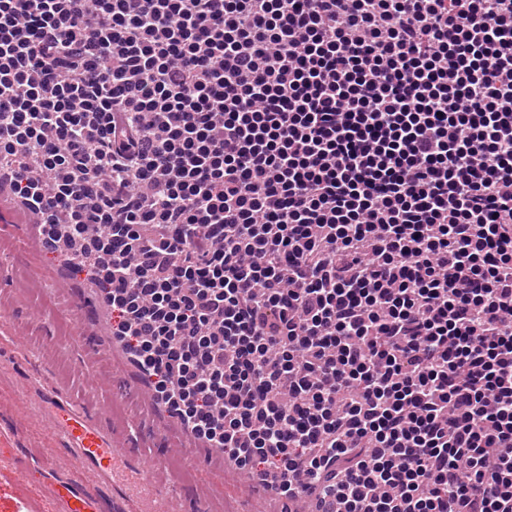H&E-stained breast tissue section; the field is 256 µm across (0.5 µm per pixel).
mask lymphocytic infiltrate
Listing matches in <instances>:
<instances>
[{
    "mask_svg": "<svg viewBox=\"0 0 512 512\" xmlns=\"http://www.w3.org/2000/svg\"><path fill=\"white\" fill-rule=\"evenodd\" d=\"M0 180L249 480L512 512V0H0Z\"/></svg>",
    "mask_w": 512,
    "mask_h": 512,
    "instance_id": "1",
    "label": "lymphocytic infiltrate"
}]
</instances>
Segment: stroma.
<instances>
[{
	"mask_svg": "<svg viewBox=\"0 0 512 512\" xmlns=\"http://www.w3.org/2000/svg\"><path fill=\"white\" fill-rule=\"evenodd\" d=\"M30 232L0 209V512H59L52 486L60 481L112 500L92 470L49 468L67 449L33 391L39 384L70 397L135 455L159 461V491L143 512H279L274 497L227 478L223 457L198 447L182 458L184 434L144 400L145 379L127 369L108 317L91 305L98 288L64 256L32 248Z\"/></svg>",
	"mask_w": 512,
	"mask_h": 512,
	"instance_id": "obj_1",
	"label": "stroma"
}]
</instances>
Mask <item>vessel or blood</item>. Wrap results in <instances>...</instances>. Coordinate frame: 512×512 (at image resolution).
<instances>
[{"instance_id":"b4317fda","label":"vessel or blood","mask_w":512,"mask_h":512,"mask_svg":"<svg viewBox=\"0 0 512 512\" xmlns=\"http://www.w3.org/2000/svg\"><path fill=\"white\" fill-rule=\"evenodd\" d=\"M51 412L56 419L55 431L63 436L74 454L84 466L95 471L102 482L110 484L121 505L114 512H135L136 500L132 498L116 479L117 466L135 475L141 486L142 498L152 497L157 486L150 471L144 469L140 460L117 442L101 432L96 425L75 405L55 399L50 403ZM56 496L61 503L62 512H104L98 499L89 497L72 484H64Z\"/></svg>"}]
</instances>
